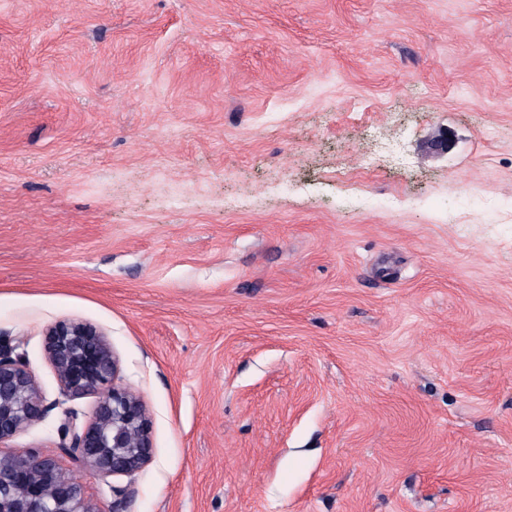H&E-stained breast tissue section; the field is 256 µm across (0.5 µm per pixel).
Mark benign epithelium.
Here are the masks:
<instances>
[{
  "mask_svg": "<svg viewBox=\"0 0 512 512\" xmlns=\"http://www.w3.org/2000/svg\"><path fill=\"white\" fill-rule=\"evenodd\" d=\"M0 341V445L41 421L48 405L23 355ZM44 350L61 395H99L94 418L77 426L65 410L62 451L102 477L131 475L153 456L151 420L136 395L109 386L116 360L104 334L90 323L61 321L45 332ZM0 512H97L58 460L36 451L0 454Z\"/></svg>",
  "mask_w": 512,
  "mask_h": 512,
  "instance_id": "1",
  "label": "benign epithelium"
}]
</instances>
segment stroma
<instances>
[{"mask_svg": "<svg viewBox=\"0 0 512 512\" xmlns=\"http://www.w3.org/2000/svg\"><path fill=\"white\" fill-rule=\"evenodd\" d=\"M62 320L133 475L60 449ZM0 337L98 512H512V0H0ZM44 350L62 396L99 395L93 420L81 427L74 410L64 411L62 451L102 477L148 465L151 420L139 397L113 385L117 364L104 334L87 322L61 321L46 330Z\"/></svg>", "mask_w": 512, "mask_h": 512, "instance_id": "obj_1", "label": "stroma"}]
</instances>
